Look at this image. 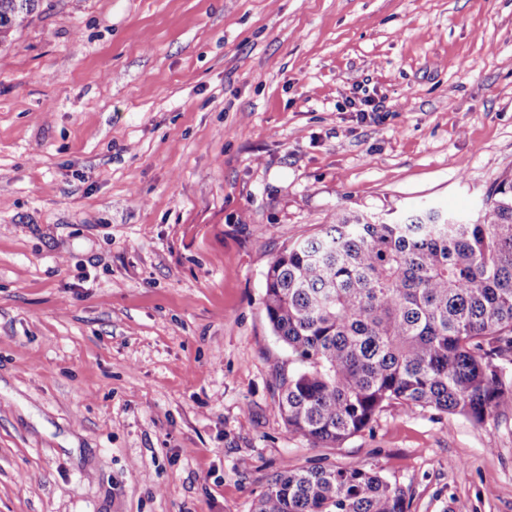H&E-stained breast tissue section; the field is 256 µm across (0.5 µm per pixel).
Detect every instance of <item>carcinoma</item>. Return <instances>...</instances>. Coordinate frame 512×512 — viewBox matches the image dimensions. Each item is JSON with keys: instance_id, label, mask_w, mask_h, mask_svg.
<instances>
[{"instance_id": "1", "label": "carcinoma", "mask_w": 512, "mask_h": 512, "mask_svg": "<svg viewBox=\"0 0 512 512\" xmlns=\"http://www.w3.org/2000/svg\"><path fill=\"white\" fill-rule=\"evenodd\" d=\"M39 0H0V41ZM424 208L396 222L339 215L278 255L265 311L296 367L277 412L312 447H336L388 406L476 423L512 397V175L477 219ZM405 491L362 465L276 475L254 512H408Z\"/></svg>"}]
</instances>
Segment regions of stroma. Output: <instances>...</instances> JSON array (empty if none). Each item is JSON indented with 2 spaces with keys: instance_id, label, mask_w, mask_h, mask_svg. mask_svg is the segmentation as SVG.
Returning a JSON list of instances; mask_svg holds the SVG:
<instances>
[{
  "instance_id": "stroma-1",
  "label": "stroma",
  "mask_w": 512,
  "mask_h": 512,
  "mask_svg": "<svg viewBox=\"0 0 512 512\" xmlns=\"http://www.w3.org/2000/svg\"><path fill=\"white\" fill-rule=\"evenodd\" d=\"M510 172L512 0H40L0 45V512H252L356 464L512 512V400L309 447L264 309L337 215L473 217Z\"/></svg>"
}]
</instances>
